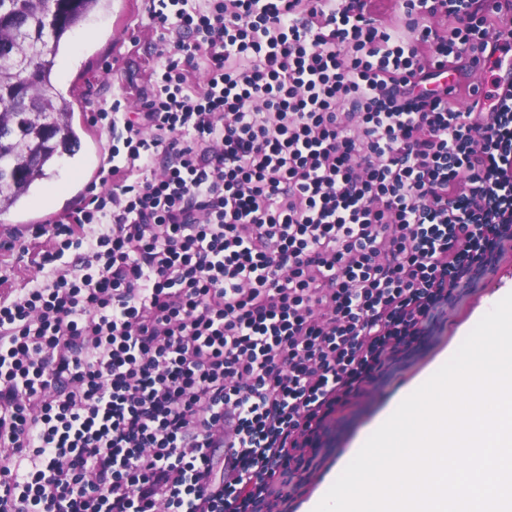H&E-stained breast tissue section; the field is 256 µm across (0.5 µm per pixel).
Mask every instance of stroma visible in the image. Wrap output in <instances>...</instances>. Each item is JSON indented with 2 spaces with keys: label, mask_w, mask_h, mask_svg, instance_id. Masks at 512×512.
<instances>
[{
  "label": "stroma",
  "mask_w": 512,
  "mask_h": 512,
  "mask_svg": "<svg viewBox=\"0 0 512 512\" xmlns=\"http://www.w3.org/2000/svg\"><path fill=\"white\" fill-rule=\"evenodd\" d=\"M148 0H112L110 8L92 14L67 42L54 67L55 85L62 91H74L73 123L81 127V147L75 157L62 158L52 182L65 183L58 195L39 191L32 199L35 209H49L54 214L80 207L89 191L78 185L81 170L96 161L98 127L90 118L113 100H120L126 112L141 108V92L149 72L160 60L156 49L160 32L149 18ZM512 280V248L507 249L494 269L483 275L476 288L460 298L439 317L434 338L410 365L391 373L377 388L367 387L357 402L340 419L341 430L336 445L326 452L319 469L301 492L287 503V512H303L304 505L320 490L338 461L351 448L357 436L417 379L438 362L450 356L463 337L475 325L489 297L505 281Z\"/></svg>",
  "instance_id": "1"
}]
</instances>
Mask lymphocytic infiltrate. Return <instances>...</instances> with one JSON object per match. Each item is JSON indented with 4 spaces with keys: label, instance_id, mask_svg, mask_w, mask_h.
I'll use <instances>...</instances> for the list:
<instances>
[{
    "label": "lymphocytic infiltrate",
    "instance_id": "lymphocytic-infiltrate-1",
    "mask_svg": "<svg viewBox=\"0 0 512 512\" xmlns=\"http://www.w3.org/2000/svg\"><path fill=\"white\" fill-rule=\"evenodd\" d=\"M507 12L151 0L166 62L94 117L107 192L0 297V512H283L512 243Z\"/></svg>",
    "mask_w": 512,
    "mask_h": 512
}]
</instances>
